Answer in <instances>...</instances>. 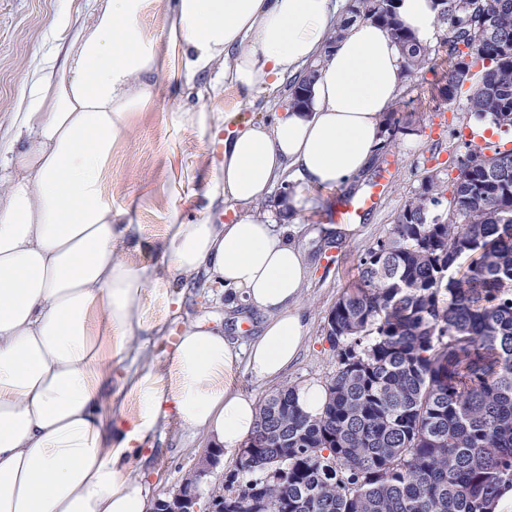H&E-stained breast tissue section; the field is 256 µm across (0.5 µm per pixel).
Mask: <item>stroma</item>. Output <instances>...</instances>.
<instances>
[{
  "label": "stroma",
  "instance_id": "obj_1",
  "mask_svg": "<svg viewBox=\"0 0 512 512\" xmlns=\"http://www.w3.org/2000/svg\"><path fill=\"white\" fill-rule=\"evenodd\" d=\"M64 4L65 0H0V150L11 142L12 114L21 83L38 62L49 19ZM138 25L155 44L165 68L149 78L154 87L152 98L134 107L131 125L112 155L108 188L112 212L119 222L137 224L140 238L150 243L164 234L172 216L189 220L205 206L203 192L221 160L219 141L184 124L181 112L203 107L211 112H241L267 122L287 104L290 90L284 85L274 92L258 93L247 102L230 85L212 87L205 75L193 86H186L182 49L169 43L157 0H147ZM431 48L427 65L404 81L392 109L400 131L384 160L353 188L317 187L311 191L314 204L298 218V240L312 265L303 301L306 344L276 383L255 380L244 365H237L236 384L256 401H263L280 386L328 383L336 372V357L326 336L328 315L342 294L357 285L361 257L389 236L395 215L420 191L426 174L438 173L443 188L440 198H449L447 190L467 151L460 133L476 126L477 121L468 110V89H461L451 101L442 96V76L450 63L448 47L437 40ZM380 178L386 182L385 195L356 223L337 224L340 200L362 195ZM332 223L337 230L329 238L324 227ZM228 299L227 293L205 286L200 279L187 288L163 280L147 290L143 315L147 322L158 325L159 331L150 337L142 356L156 365L164 383L173 379L169 358L184 323L224 328L226 337L239 342L254 335L256 318H234L226 307ZM207 448L201 435L172 416L160 423L151 447L133 455L132 472L145 476L153 497L158 498L175 491L190 476Z\"/></svg>",
  "mask_w": 512,
  "mask_h": 512
}]
</instances>
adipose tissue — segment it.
Here are the masks:
<instances>
[{"instance_id": "1", "label": "adipose tissue", "mask_w": 512, "mask_h": 512, "mask_svg": "<svg viewBox=\"0 0 512 512\" xmlns=\"http://www.w3.org/2000/svg\"><path fill=\"white\" fill-rule=\"evenodd\" d=\"M146 0H93L88 24L57 13L65 57L45 53L27 80L10 149L0 153V512H150V489L127 459L159 421L176 416L212 448L238 453L259 407L234 388L237 364L275 381L306 337L311 275L294 231L309 188L352 187L375 162L405 60L390 29L349 18L347 0H166L163 24L183 49L182 73H204L244 98L278 87L305 65L318 69L310 102L272 123L189 109L186 124L224 133L223 159L205 192L229 203L173 220L156 246L162 271L123 260L140 250L131 224L106 197L112 153L147 101L148 73L164 64L137 25ZM397 21L418 42L440 26L434 0H396ZM289 182L281 221L259 211ZM173 283L205 276L262 321L243 344L222 329L185 325L165 385L153 363L126 377L140 401L134 420H103V387L133 340L153 335L143 296L158 274Z\"/></svg>"}]
</instances>
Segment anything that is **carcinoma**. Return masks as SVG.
<instances>
[{
	"instance_id": "obj_1",
	"label": "carcinoma",
	"mask_w": 512,
	"mask_h": 512,
	"mask_svg": "<svg viewBox=\"0 0 512 512\" xmlns=\"http://www.w3.org/2000/svg\"><path fill=\"white\" fill-rule=\"evenodd\" d=\"M451 99L489 62L470 112L512 130V0H438ZM412 75L432 49L394 17ZM315 72L293 84L307 101ZM439 178L406 201L328 316L336 373L323 413L280 388L260 406L244 459L211 489L220 512H492L512 488V149H470L448 208Z\"/></svg>"
}]
</instances>
